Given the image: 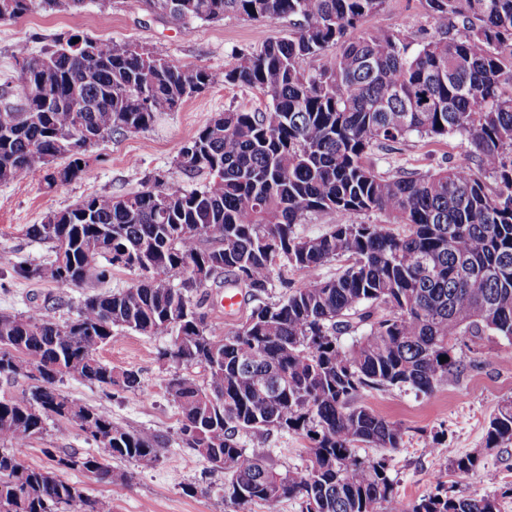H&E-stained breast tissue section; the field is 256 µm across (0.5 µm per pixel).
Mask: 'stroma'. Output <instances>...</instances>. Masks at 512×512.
<instances>
[{"instance_id": "35a3bbf8", "label": "stroma", "mask_w": 512, "mask_h": 512, "mask_svg": "<svg viewBox=\"0 0 512 512\" xmlns=\"http://www.w3.org/2000/svg\"><path fill=\"white\" fill-rule=\"evenodd\" d=\"M365 28L400 30L419 40L431 33L423 0H386L383 8L367 17ZM287 20L266 23L228 17L216 23L198 22L181 28L167 18L148 11L141 0H112L101 9L99 0H87L76 12L34 13L15 23H0V82L14 76L13 55L18 47L39 52L54 35L66 32L103 36L149 48L191 67H203L215 77L203 94L188 98L177 111L163 113L144 133L115 136L89 150V166L81 178L46 189L35 182L0 183V249L9 250L14 261L39 263L50 255L49 247L28 239V225L41 223L48 212L74 207L93 194L115 196L142 190L148 179L163 178L186 189L202 187L204 176L186 177L175 165L181 145L191 139L217 113L233 109L264 110L270 99L262 92L224 81V69L236 52L255 50L269 40L287 36ZM470 145L456 133L437 140L409 137L397 150L374 151L371 161L377 172L397 168L433 171L439 167L468 163ZM132 276L122 268L112 269L102 281L90 280L78 288L17 277L0 271V313L26 315L32 312L62 321L75 317L85 295L127 287ZM174 336L164 332L141 336L125 331L99 350V358L118 369L138 371L145 382L138 392L105 395L99 388L68 378L61 392L77 403L106 410L114 421L133 430H148L163 437L166 447L158 462L143 465L112 458L114 468L132 475L129 486H110L91 474L67 470L63 476L85 494L111 498L114 512H228L222 497L224 475L190 450L178 436V413L170 401L165 379L167 369L157 356ZM480 353L468 365L460 383H444L431 394L407 390L366 391L358 404L403 425L402 448L381 451L362 448V457L387 456L390 474L400 499L409 501L426 494L437 480L448 489L471 496L495 495L502 512H512V446L489 448L485 432L504 399L512 398V344L496 336L476 342ZM440 444H433L435 433ZM246 448H267L280 471L304 468L308 439L297 434H247ZM97 446L65 420L52 417L42 435L32 438L22 454L31 468H54L55 457L77 452L97 453ZM475 453L485 466L465 480H457L446 465L448 455ZM497 477L488 483L486 473ZM199 494H189V487Z\"/></svg>"}]
</instances>
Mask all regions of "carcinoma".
I'll return each instance as SVG.
<instances>
[{"label":"carcinoma","mask_w":512,"mask_h":512,"mask_svg":"<svg viewBox=\"0 0 512 512\" xmlns=\"http://www.w3.org/2000/svg\"><path fill=\"white\" fill-rule=\"evenodd\" d=\"M186 27L229 15L286 19L294 29L235 54L224 82L255 88L261 112L226 110L183 143L175 164L206 175L199 189L148 186L93 195L81 211L48 213L26 236L50 245L39 264L7 266L27 280L79 287L86 252L101 229L100 254L136 275L112 293L86 296L76 316L0 314V376L33 384L0 397V512H112L54 470L27 467L20 449L56 415L103 449L71 453L63 469L127 485L112 457L159 461L165 442L131 430L101 409L70 401L58 384L72 377L112 393L143 388L139 372L98 357L114 331H170L181 342L158 352L176 370L165 379L179 436L224 473L231 512H280L300 499L306 512H500L496 496L450 495L443 481L415 501L395 492L387 458L404 429L356 404L364 391L431 393L467 368L461 336H500L512 344V0H425L433 33L418 44L402 31L362 28L385 0H143ZM85 0H0V23L40 11H77ZM78 41H73V38ZM334 49L327 54L328 49ZM17 76L0 88V183L57 185L89 165L86 126L104 140L148 131L159 115L207 91L213 75L126 42L57 35L38 53L15 55ZM319 61L312 66L310 62ZM82 87L85 111L69 109ZM150 100L143 111L140 95ZM464 135L473 165L388 174L369 161L411 135ZM479 169L492 178L487 183ZM332 211L337 223L317 237L296 225ZM378 212L403 227L393 234L358 220ZM332 261L336 276L312 279L286 297L254 307L232 333L194 294L221 278L252 299L286 269L304 276ZM207 268L198 279L193 268ZM352 335L348 345L341 341ZM446 356L448 360L440 362ZM207 365L199 383L178 367ZM248 432L293 433L310 441L304 469L281 472L267 448L247 450ZM512 444V398L490 419L488 448ZM480 457L458 454L449 469L466 479Z\"/></svg>","instance_id":"cac0c4a2"}]
</instances>
